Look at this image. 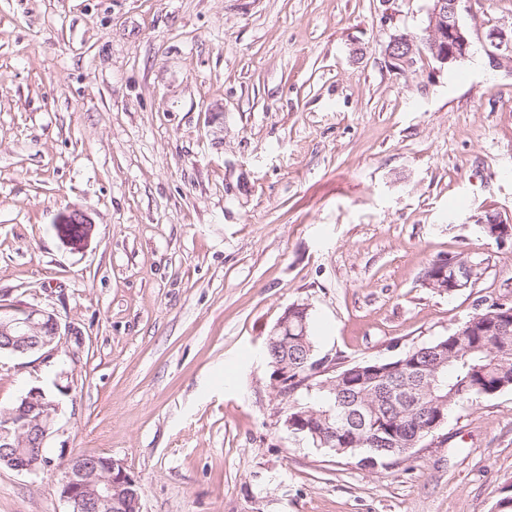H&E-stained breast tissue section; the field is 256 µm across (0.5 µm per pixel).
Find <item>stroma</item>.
Here are the masks:
<instances>
[{"instance_id":"1","label":"stroma","mask_w":512,"mask_h":512,"mask_svg":"<svg viewBox=\"0 0 512 512\" xmlns=\"http://www.w3.org/2000/svg\"><path fill=\"white\" fill-rule=\"evenodd\" d=\"M430 0H0V304L55 313L56 350L0 355V414L57 394L46 453L122 461L142 512H496L512 390L454 408L411 461L362 469L284 426L262 354L293 304L317 356L393 359L512 302V77L462 0L456 67L393 71ZM85 214L79 247L54 226ZM483 259L467 288L424 283ZM0 467V512H69ZM474 222L486 238L497 239L500 244L505 243L507 239L512 242V220L508 222L501 213L487 210L475 216ZM499 243L496 244L500 245ZM448 259L452 260V262L458 260H464L457 265H452L450 267L452 271L451 278L448 279ZM445 262V261H444ZM459 262V261H458ZM437 264L434 261L427 269L425 274H428L430 269ZM484 261H478L471 256L464 254H456L447 257V262L438 263L436 265L435 271L432 273L431 277H424V281L429 288H433L439 292H449L453 289L459 288H467L469 285L474 284L478 279L481 278L484 271ZM459 277L468 278L469 282L466 285L461 286Z\"/></svg>"}]
</instances>
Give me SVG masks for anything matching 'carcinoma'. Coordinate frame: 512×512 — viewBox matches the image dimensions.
Here are the masks:
<instances>
[{
  "mask_svg": "<svg viewBox=\"0 0 512 512\" xmlns=\"http://www.w3.org/2000/svg\"><path fill=\"white\" fill-rule=\"evenodd\" d=\"M512 304L488 300L466 322L478 320L471 334L463 338L450 332L432 342L410 346L391 360L399 364L414 356L422 365L420 376L378 377L373 363L359 362L340 368L326 379L310 382L316 358L310 329V313L303 314L306 333L265 341L268 363L277 371L288 370L290 395L298 389L314 390L316 401L288 402V415H300L288 433L299 435L318 448L340 458L354 459L364 468H382L412 457L414 449L433 435L429 426L437 415L447 416L456 406L512 389ZM445 356L440 385L431 386V367ZM409 385L421 407L399 401L400 385Z\"/></svg>",
  "mask_w": 512,
  "mask_h": 512,
  "instance_id": "carcinoma-1",
  "label": "carcinoma"
}]
</instances>
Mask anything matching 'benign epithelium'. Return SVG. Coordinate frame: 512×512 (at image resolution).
<instances>
[{
    "label": "benign epithelium",
    "mask_w": 512,
    "mask_h": 512,
    "mask_svg": "<svg viewBox=\"0 0 512 512\" xmlns=\"http://www.w3.org/2000/svg\"><path fill=\"white\" fill-rule=\"evenodd\" d=\"M459 4L460 0H432L424 35L419 40L405 33L391 36L385 48L390 65L400 72L410 71L417 65V56L426 51L441 70L467 59L472 41L460 23ZM486 39L493 47L488 52L491 67L512 71V38L493 28ZM474 222L488 238L501 244L512 240V221L505 220L499 212L486 210ZM93 227L80 213L55 225L58 236L71 244L87 239ZM449 259L455 265L450 267L440 262L432 276L424 277L428 287L446 292L461 288V277L469 279L471 285L481 278L484 261L464 254L451 255ZM304 310L303 306L291 307V312L284 314L271 335H294L290 320L293 313ZM70 331L71 327L61 325L55 314L44 309L0 314V353L26 355L56 347L61 336ZM58 408L54 396L41 387H32L21 395L13 408L0 416V465L16 471L37 472L30 461V452H42ZM55 473L60 476V495L69 503L70 512H142L140 480L119 460L97 454H74L64 458Z\"/></svg>",
    "instance_id": "1"
}]
</instances>
